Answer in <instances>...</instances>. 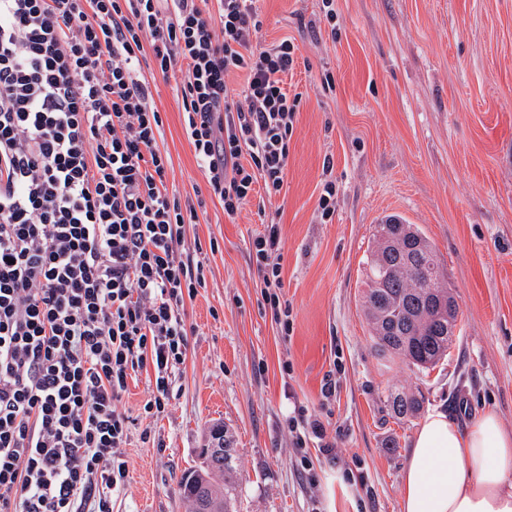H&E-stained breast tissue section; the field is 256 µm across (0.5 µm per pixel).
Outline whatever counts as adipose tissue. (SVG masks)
Listing matches in <instances>:
<instances>
[{
	"mask_svg": "<svg viewBox=\"0 0 512 512\" xmlns=\"http://www.w3.org/2000/svg\"><path fill=\"white\" fill-rule=\"evenodd\" d=\"M400 512H512V433L495 411L467 424L429 411L411 442Z\"/></svg>",
	"mask_w": 512,
	"mask_h": 512,
	"instance_id": "1",
	"label": "adipose tissue"
}]
</instances>
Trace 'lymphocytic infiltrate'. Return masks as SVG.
<instances>
[{
	"label": "lymphocytic infiltrate",
	"instance_id": "f902f5d3",
	"mask_svg": "<svg viewBox=\"0 0 512 512\" xmlns=\"http://www.w3.org/2000/svg\"><path fill=\"white\" fill-rule=\"evenodd\" d=\"M160 2L0 0V512H112L129 479L128 380L151 377L142 417L167 413L194 333L186 305L219 248L187 244V225L207 199L231 217L284 187L294 44L258 41L255 0ZM143 60L182 78L206 196L168 189ZM283 249L271 223L249 256L286 332Z\"/></svg>",
	"mask_w": 512,
	"mask_h": 512
}]
</instances>
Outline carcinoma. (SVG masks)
Returning <instances> with one entry per match:
<instances>
[{
	"label": "carcinoma",
	"mask_w": 512,
	"mask_h": 512,
	"mask_svg": "<svg viewBox=\"0 0 512 512\" xmlns=\"http://www.w3.org/2000/svg\"><path fill=\"white\" fill-rule=\"evenodd\" d=\"M420 256L440 276L421 280L409 264L412 255ZM363 312L373 347L383 359L400 358L420 371L434 368L448 356L454 333L448 322L438 319L429 300L448 296L450 287L438 253L416 224L391 215L374 227L371 246L363 261ZM414 312L415 321L403 314ZM390 404L398 418L413 417L423 408L420 393L392 391ZM241 479L237 449L226 448L216 457L205 455L204 466L189 471L180 480L182 498L196 512V498L204 494L223 506V512H236L235 491Z\"/></svg>",
	"instance_id": "carcinoma-1"
}]
</instances>
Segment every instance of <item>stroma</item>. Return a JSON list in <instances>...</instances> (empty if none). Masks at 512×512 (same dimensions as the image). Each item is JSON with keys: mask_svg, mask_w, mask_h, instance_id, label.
Instances as JSON below:
<instances>
[{"mask_svg": "<svg viewBox=\"0 0 512 512\" xmlns=\"http://www.w3.org/2000/svg\"><path fill=\"white\" fill-rule=\"evenodd\" d=\"M256 6L262 42L296 47L284 81L302 101L285 187L265 215L249 203L230 217L210 200L189 226L188 239L219 249L187 306L195 334L166 416L140 418L148 378L128 381L121 408L137 422L112 512H187L179 482L216 424L241 461L238 512H399L420 419L395 417L394 388L462 423L495 410L512 432V0H333L331 21L323 0ZM138 77L163 118L168 187L193 197L206 179L176 83L146 68ZM329 181L336 212L325 223L318 200ZM390 214L423 229L458 303L449 354L426 372L380 359L362 310L363 260ZM267 218L284 239L286 334L249 259ZM299 406L324 422L332 456L295 447L288 418Z\"/></svg>", "mask_w": 512, "mask_h": 512, "instance_id": "stroma-1", "label": "stroma"}]
</instances>
